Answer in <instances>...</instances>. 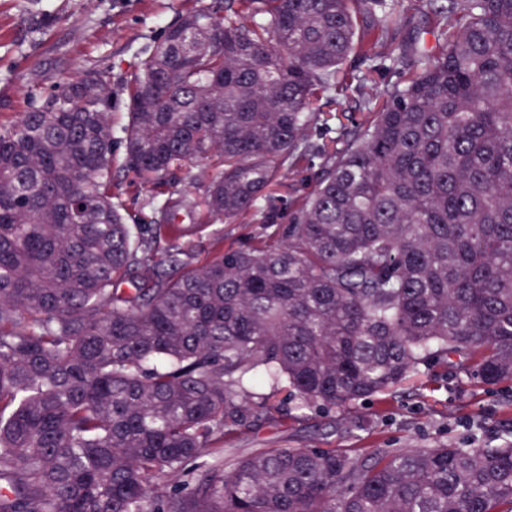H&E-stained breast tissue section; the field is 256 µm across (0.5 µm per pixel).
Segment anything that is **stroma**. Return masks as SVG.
<instances>
[{"mask_svg":"<svg viewBox=\"0 0 512 512\" xmlns=\"http://www.w3.org/2000/svg\"><path fill=\"white\" fill-rule=\"evenodd\" d=\"M197 0H0V124L41 105L52 82L89 70H107L120 82L152 52L161 27L175 22ZM320 160L308 156L290 186L267 199L274 225L250 216L237 223L191 216L198 232L187 260L198 265L216 255L284 239L294 199L314 186ZM275 420L259 421L244 435L224 439L233 460L265 448L318 446L423 448L436 442L475 448L512 438V384L485 385L456 373L430 369L395 392L374 397L337 420L335 411L299 407L278 391Z\"/></svg>","mask_w":512,"mask_h":512,"instance_id":"stroma-1","label":"stroma"}]
</instances>
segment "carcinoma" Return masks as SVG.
Here are the masks:
<instances>
[{
  "instance_id": "obj_1",
  "label": "carcinoma",
  "mask_w": 512,
  "mask_h": 512,
  "mask_svg": "<svg viewBox=\"0 0 512 512\" xmlns=\"http://www.w3.org/2000/svg\"><path fill=\"white\" fill-rule=\"evenodd\" d=\"M403 3L210 0L120 85L85 71L0 125V512H512L511 439L224 461L283 385L345 411L434 358L512 382V0H425L430 47ZM356 49L409 76L343 69ZM351 87L365 112L317 149L286 243L189 266L180 217L274 223L258 201ZM120 147L145 185L200 168L202 202L130 216Z\"/></svg>"
}]
</instances>
